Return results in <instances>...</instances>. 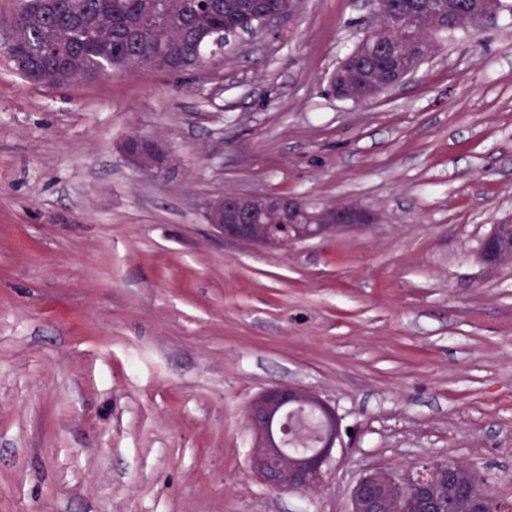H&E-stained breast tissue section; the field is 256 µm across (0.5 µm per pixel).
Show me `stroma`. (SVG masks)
<instances>
[{
  "label": "stroma",
  "instance_id": "35a3bbf8",
  "mask_svg": "<svg viewBox=\"0 0 512 512\" xmlns=\"http://www.w3.org/2000/svg\"><path fill=\"white\" fill-rule=\"evenodd\" d=\"M368 0H297L177 75L49 88L0 50V512H349L373 468H477L512 499V14L445 38L394 91L328 87ZM166 141L168 169L120 153ZM375 221L278 250L224 238L225 194ZM319 392L344 431L323 482L248 469L247 406ZM143 142H150L155 151L147 153L142 148ZM120 152L124 159L142 174L159 175L165 172L168 150L152 139L140 137L134 142L128 138L121 144ZM484 262L489 266H498L504 262H512V238L496 234L487 236L481 248Z\"/></svg>",
  "mask_w": 512,
  "mask_h": 512
}]
</instances>
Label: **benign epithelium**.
<instances>
[{
    "instance_id": "benign-epithelium-1",
    "label": "benign epithelium",
    "mask_w": 512,
    "mask_h": 512,
    "mask_svg": "<svg viewBox=\"0 0 512 512\" xmlns=\"http://www.w3.org/2000/svg\"><path fill=\"white\" fill-rule=\"evenodd\" d=\"M249 29L226 30L214 42V53L237 42ZM413 71L389 77L377 89L362 95L373 99L402 84ZM145 138L125 140L120 146L124 159L138 172L159 175L165 172L168 150L151 141L155 151L142 148ZM208 223L224 238L277 249L291 243L324 237L338 229L362 228L372 223V215L360 208L312 210L298 199L276 193L263 195H224L209 206ZM484 262L498 266L512 262V238L496 234L487 236L481 248ZM309 407L320 409L331 423L336 411L321 395L292 386H275L249 405L252 427V449L248 464L253 474L272 490L303 492L321 483L332 460L340 433L331 428L309 448L288 447L292 416ZM477 471L448 466V461L428 460L403 472L372 471L362 474L351 493L350 512H399L410 501L417 512H442L445 494L438 490L442 480L448 492L462 489L474 482Z\"/></svg>"
}]
</instances>
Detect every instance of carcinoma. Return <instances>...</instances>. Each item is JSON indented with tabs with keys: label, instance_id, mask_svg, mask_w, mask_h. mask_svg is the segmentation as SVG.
<instances>
[{
	"label": "carcinoma",
	"instance_id": "carcinoma-1",
	"mask_svg": "<svg viewBox=\"0 0 512 512\" xmlns=\"http://www.w3.org/2000/svg\"><path fill=\"white\" fill-rule=\"evenodd\" d=\"M463 0H396L404 7L406 23L379 20L385 38L409 44L395 64L415 66L424 55H434L440 38L469 31L457 18ZM294 0H18L6 20L15 23V39L6 53L28 81L62 87L98 76L106 67L112 74L132 71L128 60H140L139 69L154 70L152 57L161 52L171 61L164 73H178L204 65L215 33L246 24L265 12L288 13ZM470 12L512 13L507 0H470ZM371 46L360 42L340 61L331 78L337 98L359 102L354 69ZM468 495L487 512H499L502 497L483 477Z\"/></svg>",
	"mask_w": 512,
	"mask_h": 512
}]
</instances>
